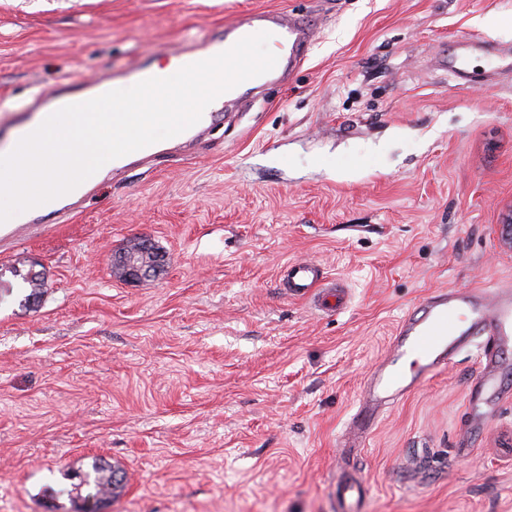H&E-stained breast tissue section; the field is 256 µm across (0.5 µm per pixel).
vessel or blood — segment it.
I'll return each mask as SVG.
<instances>
[{
	"label": "vessel or blood",
	"mask_w": 512,
	"mask_h": 512,
	"mask_svg": "<svg viewBox=\"0 0 512 512\" xmlns=\"http://www.w3.org/2000/svg\"><path fill=\"white\" fill-rule=\"evenodd\" d=\"M268 32L274 34L277 63L263 74L264 83L278 82L293 72L306 56L313 40V27L303 17L291 13L257 12L225 25L223 32L194 40L174 52L175 68L212 58L230 49L240 39ZM74 93L38 96L32 110L50 115L75 103ZM223 113L209 104L198 123L171 137L176 147L185 148L198 141ZM322 271L310 260L287 265L285 284L290 295L312 296L317 307L334 310L343 307L344 293L336 289L319 290ZM483 339L484 371L493 375L501 355L512 354V293L486 296L474 290H439L428 296L403 319L393 336L385 358L364 384L363 403L351 419L353 430L365 432L374 423L375 411L420 386L465 347ZM368 489L364 472L345 476L336 496L339 512H358L357 505Z\"/></svg>",
	"instance_id": "vessel-or-blood-1"
}]
</instances>
